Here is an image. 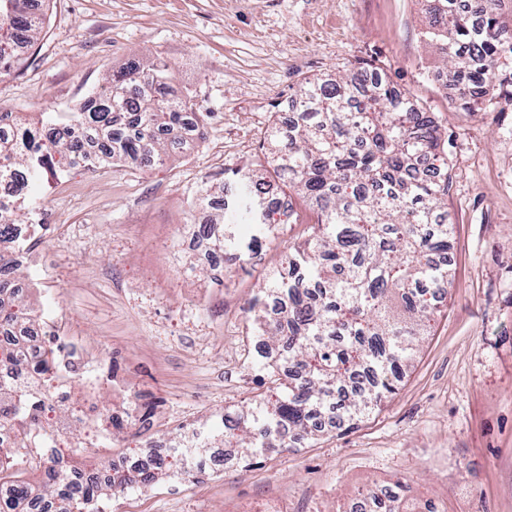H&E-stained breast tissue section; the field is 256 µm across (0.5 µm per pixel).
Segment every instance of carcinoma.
Masks as SVG:
<instances>
[{
  "label": "carcinoma",
  "mask_w": 512,
  "mask_h": 512,
  "mask_svg": "<svg viewBox=\"0 0 512 512\" xmlns=\"http://www.w3.org/2000/svg\"><path fill=\"white\" fill-rule=\"evenodd\" d=\"M23 0H0V31L21 28L26 45L39 35L44 11L23 10ZM429 37L450 76H462L460 106L476 111L493 86L501 54L512 53V8L505 0H433ZM295 102V121L271 119L267 164L314 209L309 234L288 248L277 269L246 308V335L266 336L286 353L282 363L247 355L264 402L246 418H221V438L246 449L249 461L264 448H280L286 428L308 431L333 409L352 421L396 390L435 310L448 294V268L434 257L448 253V174L440 161L442 129L431 113L378 75L361 70L334 79L306 78ZM207 113L178 92L163 60L134 63L98 86L78 108L42 112L36 122L0 126V242L16 244L14 225L36 214L48 175L62 165L95 170L104 162L165 160L186 130L203 136ZM264 178L238 169L222 193L253 226L243 240L238 225L214 237L213 249L240 257L268 241L270 211L262 207ZM0 281V326L24 316L23 300ZM56 349L41 372L59 371ZM44 399L0 380V428L16 437L0 449V481L16 487L0 512H29L30 499H58V512L86 508L112 492H136L156 483L162 464L116 471L103 483L79 480L63 487L55 468L38 461L49 447L39 421ZM384 512H412L404 484L394 482Z\"/></svg>",
  "instance_id": "obj_1"
}]
</instances>
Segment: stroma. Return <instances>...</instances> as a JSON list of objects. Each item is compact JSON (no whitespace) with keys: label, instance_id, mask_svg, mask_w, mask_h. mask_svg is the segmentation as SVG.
<instances>
[{"label":"stroma","instance_id":"stroma-1","mask_svg":"<svg viewBox=\"0 0 512 512\" xmlns=\"http://www.w3.org/2000/svg\"><path fill=\"white\" fill-rule=\"evenodd\" d=\"M427 0H52L38 43L0 76V112L37 116L83 99L127 62L162 59L209 112L205 136L154 167L67 169L40 200L41 245L23 260L44 312L70 341L126 367L149 392L154 435L177 441L258 394L244 309L310 217L274 224L262 264L222 284L180 251L208 219L193 200L227 171L263 163L271 113L300 82L380 71L445 127L452 286L395 393L354 425L269 448L209 487L168 479L124 497L126 512H343L403 481L442 512H512V56L481 111L455 103L425 32Z\"/></svg>","mask_w":512,"mask_h":512}]
</instances>
